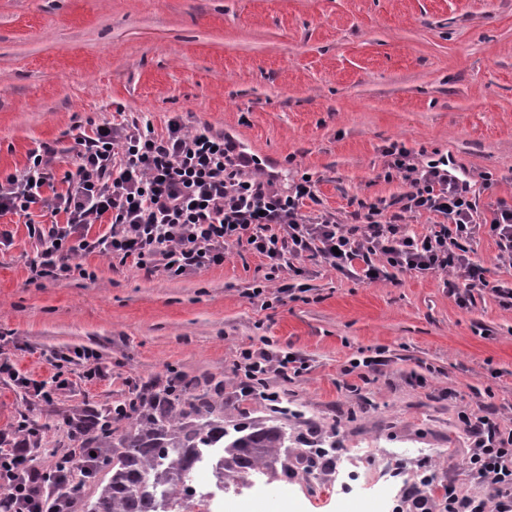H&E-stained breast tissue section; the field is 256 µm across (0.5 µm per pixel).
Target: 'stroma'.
Returning <instances> with one entry per match:
<instances>
[{
    "instance_id": "obj_1",
    "label": "stroma",
    "mask_w": 512,
    "mask_h": 512,
    "mask_svg": "<svg viewBox=\"0 0 512 512\" xmlns=\"http://www.w3.org/2000/svg\"><path fill=\"white\" fill-rule=\"evenodd\" d=\"M192 131L233 135L280 188L307 174L305 209L353 221L359 202L390 204L408 191L385 150L402 143L417 167L447 162L475 183L479 218L512 206V0H0V176L32 152L59 151L73 169L75 139L103 123L172 117ZM0 355L37 380L55 356L97 352L110 374L37 404L0 375V437L19 421L41 430L32 457L43 470L69 442L66 418L127 397L133 385L182 375L196 391L223 387L229 419L271 418L270 403L241 392L240 349L270 346L308 371L270 376L302 416L288 422L293 453L332 451L312 487L272 476L224 494L223 512L269 500L291 512H416L407 475L374 483L382 467L431 473L446 490L484 497L468 470L472 440L462 415L495 413L512 429V307L489 289L460 307L443 274L392 270L366 283L318 260L309 289L271 307L249 299L264 259L227 249L222 265L180 277L82 258L84 274L31 281L38 243L22 217L0 216ZM384 349L380 372L360 379L350 360ZM358 471L355 493L336 473Z\"/></svg>"
}]
</instances>
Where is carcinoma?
Returning a JSON list of instances; mask_svg holds the SVG:
<instances>
[{"label":"carcinoma","mask_w":512,"mask_h":512,"mask_svg":"<svg viewBox=\"0 0 512 512\" xmlns=\"http://www.w3.org/2000/svg\"><path fill=\"white\" fill-rule=\"evenodd\" d=\"M132 394L129 412L109 408L80 428L89 453L74 467L94 480L84 512H189L183 492L200 448L224 449V470L235 475L265 462L285 472L294 464L284 420L300 411L286 399L275 409L277 418L230 422L224 403L185 385L158 390L143 383Z\"/></svg>","instance_id":"1"}]
</instances>
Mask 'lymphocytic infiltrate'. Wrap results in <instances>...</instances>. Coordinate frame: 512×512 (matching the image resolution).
<instances>
[{
  "label": "lymphocytic infiltrate",
  "instance_id": "obj_1",
  "mask_svg": "<svg viewBox=\"0 0 512 512\" xmlns=\"http://www.w3.org/2000/svg\"><path fill=\"white\" fill-rule=\"evenodd\" d=\"M74 170L65 172L66 193L46 194L56 179L53 147L32 153L20 173L0 179V215L24 217L40 251L30 265L32 280L70 276L81 270L80 260L98 254L135 264L146 272L163 270L172 276L196 273L223 264L233 244L244 243L267 262V282L278 293L291 291L280 283L281 273L303 276L299 259L318 258L364 282L388 278L390 270L421 274L443 271L460 306L472 302L477 288H491L503 304L512 306V286L489 284L487 270L470 256V243L480 229L476 191L469 179L432 164L418 168L409 150L391 144L392 169L403 173L410 189L399 208L384 214L378 204H367L354 223L340 224L329 215L310 217L301 206L316 197V184L300 179L281 189L273 173L265 171L230 136L209 131L191 132L171 119L166 134H156L149 122L125 125L105 123L93 135L76 140ZM439 215L428 234L410 233L409 213ZM50 214L49 224L35 222V214ZM64 222H57V215ZM109 228L90 236L92 224ZM383 255L376 265L374 255ZM71 359L57 357L51 381L20 373L9 360L0 361V375L32 400L47 403L54 390L67 386L65 368ZM237 369L244 391L265 395L270 373L302 375L306 362L293 354L265 349H243ZM472 438L469 468L490 494L469 497L449 494V512H512V431H503L497 418L485 415L468 421ZM57 457L58 476L46 480L29 449L0 448V504L8 512H56L55 502L72 482L71 459L78 435Z\"/></svg>",
  "mask_w": 512,
  "mask_h": 512
}]
</instances>
